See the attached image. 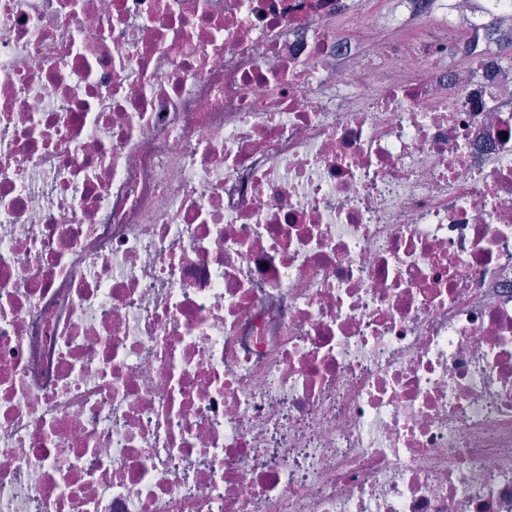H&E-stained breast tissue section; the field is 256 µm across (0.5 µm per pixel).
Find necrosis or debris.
<instances>
[{
    "mask_svg": "<svg viewBox=\"0 0 512 512\" xmlns=\"http://www.w3.org/2000/svg\"><path fill=\"white\" fill-rule=\"evenodd\" d=\"M491 14L0 0V512H512Z\"/></svg>",
    "mask_w": 512,
    "mask_h": 512,
    "instance_id": "necrosis-or-debris-1",
    "label": "necrosis or debris"
}]
</instances>
